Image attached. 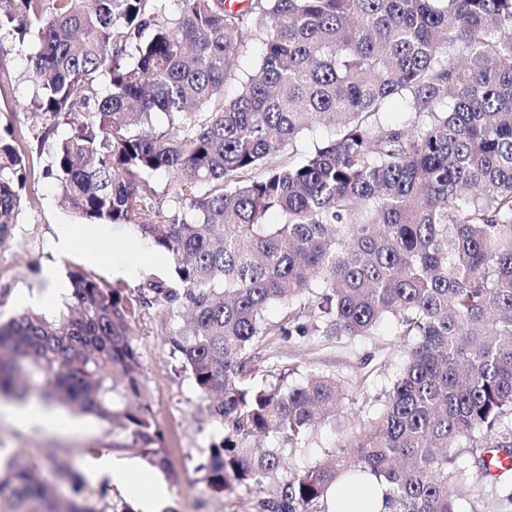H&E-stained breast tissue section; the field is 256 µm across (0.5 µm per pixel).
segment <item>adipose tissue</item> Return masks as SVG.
Listing matches in <instances>:
<instances>
[{
  "instance_id": "ef3b65f1",
  "label": "adipose tissue",
  "mask_w": 512,
  "mask_h": 512,
  "mask_svg": "<svg viewBox=\"0 0 512 512\" xmlns=\"http://www.w3.org/2000/svg\"><path fill=\"white\" fill-rule=\"evenodd\" d=\"M9 419L17 426L26 429H38L50 434L78 435L83 428L79 422L57 410L37 401L6 407ZM85 472L94 478L102 474L109 475L117 486L144 504H152L163 497L165 489L155 475L144 472L132 460L117 458L110 454H101L87 458Z\"/></svg>"
}]
</instances>
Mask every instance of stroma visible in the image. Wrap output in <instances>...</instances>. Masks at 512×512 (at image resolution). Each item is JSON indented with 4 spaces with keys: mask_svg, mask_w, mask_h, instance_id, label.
I'll use <instances>...</instances> for the list:
<instances>
[{
    "mask_svg": "<svg viewBox=\"0 0 512 512\" xmlns=\"http://www.w3.org/2000/svg\"><path fill=\"white\" fill-rule=\"evenodd\" d=\"M31 52L30 44L9 37L0 40V69L11 75L10 81L0 85V123L14 126L31 161L27 194L14 234L0 245L1 322L27 311V297L41 294L42 271L51 266L66 280L72 271L84 268L94 270L104 285L118 282L130 289L139 288L146 275L163 274L170 266L169 256L137 235L130 224L93 226L107 249L108 260L103 264H91L79 251L60 257L51 250L50 241L58 232L88 224L64 203L55 181L44 175L49 157L37 151L42 126L30 115L35 91L26 78ZM129 264L134 265V273H122V266ZM181 321V311L154 307L137 315L131 324L142 373L141 400L149 406L169 452V469L158 473L166 495L153 512H256L254 489L241 486L215 494L205 487L196 470L211 445L223 439L224 430L214 421L207 401L200 398L190 373L167 342ZM407 347L386 322L368 336H266L257 342L258 381L275 384L284 378L295 384L316 372L333 374L349 383L335 417L299 447L284 448L286 461L309 467L326 455L338 453L342 444L335 435L336 428L380 408L407 357ZM365 361L372 369L368 377L361 368ZM363 376L368 382L362 386L358 380ZM84 419V433L63 437L17 428L0 415V455L20 452L40 460L63 449L78 469L92 448L140 460V453L128 448L123 428L92 413L85 414ZM457 462L468 468L460 486L458 512H512V486L482 476L469 449H460Z\"/></svg>",
    "mask_w": 512,
    "mask_h": 512,
    "instance_id": "stroma-1",
    "label": "stroma"
}]
</instances>
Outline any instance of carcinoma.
Returning <instances> with one entry per match:
<instances>
[{"instance_id": "obj_1", "label": "carcinoma", "mask_w": 512, "mask_h": 512, "mask_svg": "<svg viewBox=\"0 0 512 512\" xmlns=\"http://www.w3.org/2000/svg\"><path fill=\"white\" fill-rule=\"evenodd\" d=\"M236 2L177 0L161 20L155 0H0V39L37 43L34 117L47 134L70 126L46 174L82 218L132 224L172 261L135 291L76 270L68 312L0 324V395L25 399L26 369L166 469L130 320L184 309L169 345L224 427L200 465L210 491L256 487L257 512H330L333 493L350 512L341 487L370 474L392 512H456L458 449L512 481V0ZM255 42L257 68L224 97ZM395 99L403 125L384 121ZM158 115L175 133L134 129ZM323 122L333 136L292 160ZM29 171L5 126L0 244ZM385 320L415 341L380 410L344 433L352 452L288 471L280 449L250 447L301 443L346 389L315 373L257 382L255 342L369 336ZM108 496L64 453L0 464V512H98Z\"/></svg>"}]
</instances>
